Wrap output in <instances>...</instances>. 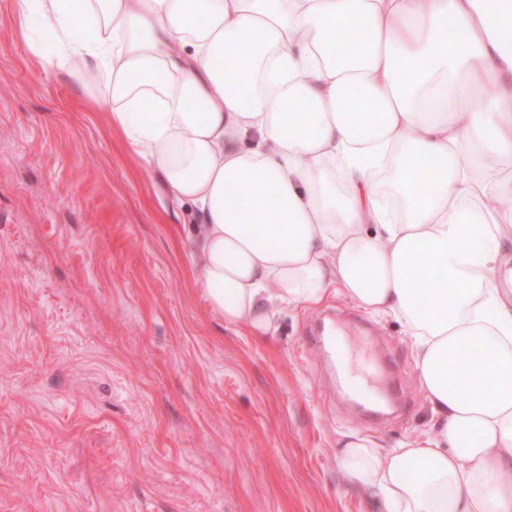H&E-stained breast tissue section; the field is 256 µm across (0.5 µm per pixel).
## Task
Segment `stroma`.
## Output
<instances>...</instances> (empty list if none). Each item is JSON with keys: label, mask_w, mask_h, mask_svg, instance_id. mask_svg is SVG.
<instances>
[{"label": "stroma", "mask_w": 512, "mask_h": 512, "mask_svg": "<svg viewBox=\"0 0 512 512\" xmlns=\"http://www.w3.org/2000/svg\"><path fill=\"white\" fill-rule=\"evenodd\" d=\"M61 80L0 0V512H376L343 475L345 435L404 446L437 417L409 336L341 297L284 306L260 340L209 309L192 204ZM379 420L337 406L309 326Z\"/></svg>", "instance_id": "obj_1"}]
</instances>
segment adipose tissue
Instances as JSON below:
<instances>
[{"label": "adipose tissue", "instance_id": "obj_1", "mask_svg": "<svg viewBox=\"0 0 512 512\" xmlns=\"http://www.w3.org/2000/svg\"><path fill=\"white\" fill-rule=\"evenodd\" d=\"M16 9L167 200L197 207L199 288L226 323L266 336L274 304L334 291L404 326L438 422L388 451L350 436V482L381 512H512V0Z\"/></svg>", "mask_w": 512, "mask_h": 512}]
</instances>
